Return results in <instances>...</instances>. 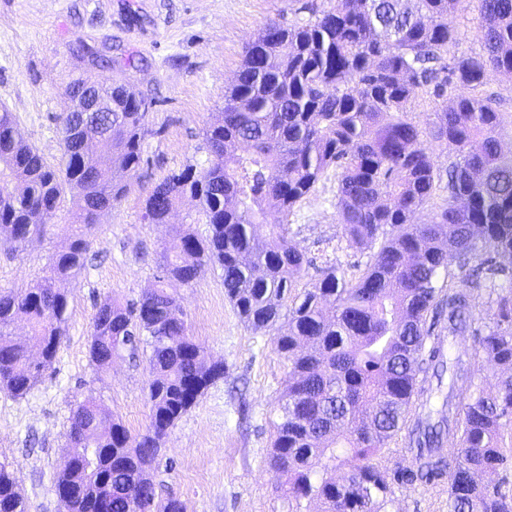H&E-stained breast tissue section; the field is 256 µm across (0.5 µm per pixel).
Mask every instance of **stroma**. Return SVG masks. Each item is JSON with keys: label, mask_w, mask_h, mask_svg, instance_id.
Returning <instances> with one entry per match:
<instances>
[{"label": "stroma", "mask_w": 512, "mask_h": 512, "mask_svg": "<svg viewBox=\"0 0 512 512\" xmlns=\"http://www.w3.org/2000/svg\"><path fill=\"white\" fill-rule=\"evenodd\" d=\"M305 0H0V108L16 117L30 145L50 163L60 157L56 116L66 111V84L76 78L128 81L148 103L143 161L124 198L93 231L95 258L60 288L68 299L58 353L24 397L0 391V463L18 481L25 512H64L54 483L67 451L68 418L94 396L132 433L149 424L148 356H122L98 368L89 360L90 326L104 298L138 299L148 288L173 226L204 234L192 223L197 203L183 199L168 223L143 219L149 187L171 171L204 161L203 131L224 106V87L249 44L272 20L307 19ZM73 206L45 219L40 236L20 248L0 246V290L19 291L41 277L50 257L72 236ZM296 248L314 266L294 285L313 286L318 268L367 262L336 216V185L325 181L287 216ZM191 334L207 361L224 365L180 419L154 466L160 497L185 512H288L283 478L267 450L279 420L286 375L271 335L251 331L224 295L219 272L206 270L179 287ZM388 512H448L447 486L395 487Z\"/></svg>", "instance_id": "1"}]
</instances>
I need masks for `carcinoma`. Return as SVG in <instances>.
<instances>
[{
    "mask_svg": "<svg viewBox=\"0 0 512 512\" xmlns=\"http://www.w3.org/2000/svg\"><path fill=\"white\" fill-rule=\"evenodd\" d=\"M462 0H332L305 5L302 23H267L224 90V109L204 132L206 164L167 175L145 199L151 224H166L185 197L198 203L206 235L176 231L153 286L137 301L106 298L91 323L89 359L150 350V425L133 436L91 396L69 418L68 452L56 480L65 512H184L159 500L150 475L165 438L224 376L188 334L172 284L220 269L224 294L256 333L273 336L288 362L270 464L285 477L290 512L317 500L319 512H385L392 486L448 484V512H512V151L501 102L480 94L489 72L512 75V0H476L479 53L451 52L461 40L448 15ZM459 94L448 100V89ZM434 110L420 122L418 93ZM108 124L56 117L59 163L0 111V243L19 248L66 201L76 232L28 288L0 292V389L25 396L61 344L67 298L57 283L85 268L91 230L127 192L148 133L145 100L125 81L106 89ZM454 159L442 170L428 140ZM348 240L376 247L349 271L320 269L303 297L288 298L311 265L270 206L291 212L329 171ZM445 203L430 222L412 216L436 192ZM496 296L499 319L482 327L474 294ZM332 301L327 311L324 304ZM24 320L25 339L13 327ZM474 336L472 353L453 339ZM498 368L496 390L477 383L479 356ZM455 447L446 448L448 439ZM402 442L412 459L379 461ZM0 512H25L0 463Z\"/></svg>",
    "mask_w": 512,
    "mask_h": 512,
    "instance_id": "1",
    "label": "carcinoma"
}]
</instances>
